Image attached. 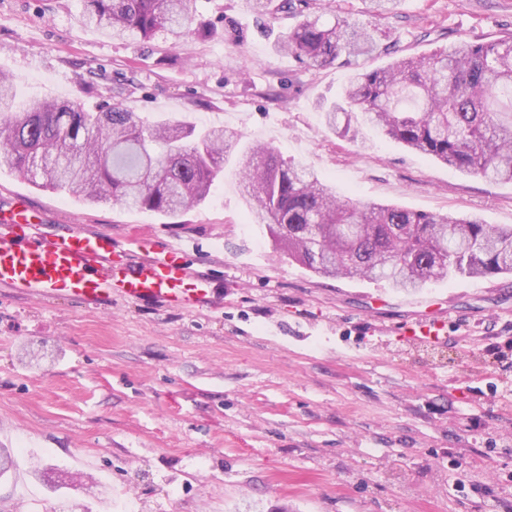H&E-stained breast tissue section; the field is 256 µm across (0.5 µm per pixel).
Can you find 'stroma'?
<instances>
[{
	"instance_id": "1",
	"label": "stroma",
	"mask_w": 512,
	"mask_h": 512,
	"mask_svg": "<svg viewBox=\"0 0 512 512\" xmlns=\"http://www.w3.org/2000/svg\"><path fill=\"white\" fill-rule=\"evenodd\" d=\"M82 0H0V73L23 98L120 102L237 129L363 202L512 225V182L457 171L322 107L350 68L309 70L276 42L339 11L377 23L367 60L512 37V0H298L258 19L194 0L199 35L136 45L84 28ZM47 211L114 242L193 245L216 307L191 311L0 292V512H512V276L404 291L324 278L273 250L239 179L169 219L39 189L0 171V208ZM442 317L440 341L397 325Z\"/></svg>"
}]
</instances>
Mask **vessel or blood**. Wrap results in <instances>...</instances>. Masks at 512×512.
Segmentation results:
<instances>
[{
    "instance_id": "vessel-or-blood-1",
    "label": "vessel or blood",
    "mask_w": 512,
    "mask_h": 512,
    "mask_svg": "<svg viewBox=\"0 0 512 512\" xmlns=\"http://www.w3.org/2000/svg\"><path fill=\"white\" fill-rule=\"evenodd\" d=\"M44 211L12 208L0 213V290L14 295L76 298L95 307L114 297L130 303L158 302L186 310L212 304L211 279L195 268L189 247L136 241L134 252L117 248L110 234L72 228L47 235ZM445 321L413 323L416 339L442 336Z\"/></svg>"
}]
</instances>
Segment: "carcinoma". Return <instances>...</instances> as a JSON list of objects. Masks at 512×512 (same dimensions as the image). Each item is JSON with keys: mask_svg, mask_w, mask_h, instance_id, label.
Wrapping results in <instances>:
<instances>
[{"mask_svg": "<svg viewBox=\"0 0 512 512\" xmlns=\"http://www.w3.org/2000/svg\"><path fill=\"white\" fill-rule=\"evenodd\" d=\"M400 0H369L385 17ZM81 23L106 35L178 42L193 34L192 0H83ZM264 17L290 13L292 0H246ZM379 30L337 13L306 18L278 43L308 69L342 59L352 68L343 97L323 113L348 130L355 115L383 134L449 167L512 182V40L460 41L426 57L377 69ZM416 109L400 107L406 97ZM241 135L200 128L173 115L149 122L121 103L89 112L77 101H18L14 78L0 75V169L36 186L174 218L206 201L233 161L252 218L274 249L324 277L386 280L421 288L458 277L512 274V225L343 199L310 166L272 145L239 146Z\"/></svg>", "mask_w": 512, "mask_h": 512, "instance_id": "obj_1", "label": "carcinoma"}]
</instances>
